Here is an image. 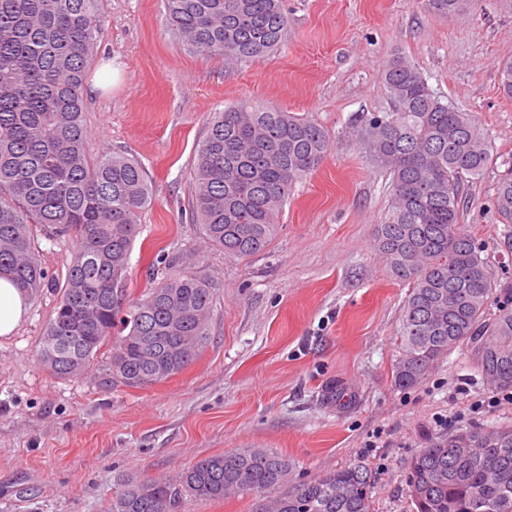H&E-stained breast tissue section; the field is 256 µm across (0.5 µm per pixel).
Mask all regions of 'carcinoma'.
I'll return each mask as SVG.
<instances>
[{"mask_svg":"<svg viewBox=\"0 0 512 512\" xmlns=\"http://www.w3.org/2000/svg\"><path fill=\"white\" fill-rule=\"evenodd\" d=\"M449 17L476 0H427ZM100 0H0V275L28 298L47 285L33 228L71 236L76 247L38 361L58 377L96 369L107 387L143 388L181 372L206 341L214 285L189 269L164 274L146 294L129 292L130 252L153 202L143 167L120 154L88 156L84 84L100 34ZM174 39L228 63L276 48L288 26L283 0H165ZM392 110L366 119L359 139L390 178L373 246L391 274L412 284L397 330L400 387L466 342L488 385L512 389V309L486 312L497 288L483 250L460 224L464 183L494 160L475 116L442 102L400 52L382 71ZM512 98V60L500 65ZM330 148L312 119L240 102L214 112L194 172L192 216L215 249L264 251L296 183ZM495 209L512 224V157ZM469 445L457 448L456 438ZM291 464L263 448L197 461L171 482L127 478L111 512H173L185 501L222 500L283 486ZM416 512H512V425L438 438L410 467ZM369 479L358 466L329 472L265 504L264 512H369Z\"/></svg>","mask_w":512,"mask_h":512,"instance_id":"cac0c4a2","label":"carcinoma"}]
</instances>
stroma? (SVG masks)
I'll return each instance as SVG.
<instances>
[{"label": "stroma", "instance_id": "1", "mask_svg": "<svg viewBox=\"0 0 512 512\" xmlns=\"http://www.w3.org/2000/svg\"><path fill=\"white\" fill-rule=\"evenodd\" d=\"M278 50L225 65L180 48L163 0H101L89 68L114 79L85 98L90 155L136 158L155 197L129 260L133 295L149 264L176 259L217 285L197 359L155 385L109 390L62 379L37 350L53 317L73 243L35 231L50 279L25 320L0 338V512H108L123 478H177L198 460L264 448L292 464L289 487L354 464L370 478L371 512H415L412 460L432 440L512 423V399L487 385L459 345L410 388L395 386L396 330L408 283L373 248L389 180L364 153L361 120L389 111L381 72L407 55L443 102L475 113L512 155V99L499 65L512 59V0H476L435 17L426 0H284ZM308 116L330 136L320 166L296 183L265 252L208 247L191 217L197 151L210 113L240 101ZM502 167L463 186L462 222L498 282L488 313L512 297V238L495 212ZM336 387L342 400H326Z\"/></svg>", "mask_w": 512, "mask_h": 512}]
</instances>
